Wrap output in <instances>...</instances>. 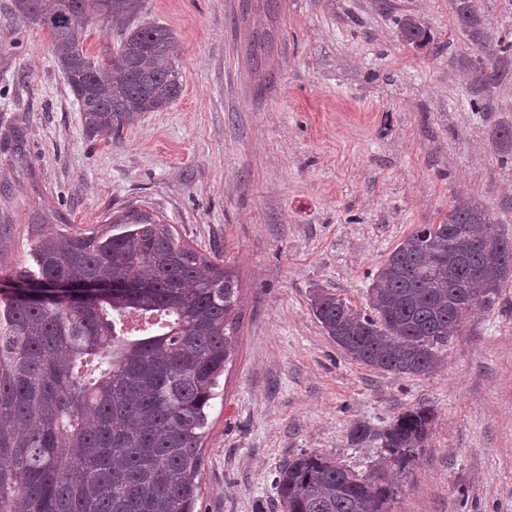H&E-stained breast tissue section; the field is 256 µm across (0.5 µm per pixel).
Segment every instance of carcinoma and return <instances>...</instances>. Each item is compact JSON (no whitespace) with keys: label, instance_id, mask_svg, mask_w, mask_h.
Returning <instances> with one entry per match:
<instances>
[{"label":"carcinoma","instance_id":"cac0c4a2","mask_svg":"<svg viewBox=\"0 0 512 512\" xmlns=\"http://www.w3.org/2000/svg\"><path fill=\"white\" fill-rule=\"evenodd\" d=\"M277 0H240L245 18ZM143 0H12L11 15L47 30L51 50L90 139H118L144 112L181 95L175 37L139 19ZM455 19L479 55L464 60L474 92L509 75L512 44L490 41L475 0H454ZM113 47L91 54L89 24ZM402 41L429 42L407 16ZM273 34L255 32L254 60ZM512 154V124L492 129ZM97 228L40 233L32 263L10 271L18 284L0 299V512H196L202 446L219 378L239 342L240 287L222 256L200 251L149 211L129 207ZM494 215L462 196L448 217L411 232L368 288L371 314L317 291L311 311L353 361L395 375H422L460 327L474 297L495 303L512 278V240ZM105 285L95 296L54 290L59 281ZM39 283L45 295L20 286ZM432 413L416 407L382 431L357 424L353 443L378 441L401 470L425 442ZM283 512H385V473L360 476L336 459L301 452L275 480Z\"/></svg>","mask_w":512,"mask_h":512}]
</instances>
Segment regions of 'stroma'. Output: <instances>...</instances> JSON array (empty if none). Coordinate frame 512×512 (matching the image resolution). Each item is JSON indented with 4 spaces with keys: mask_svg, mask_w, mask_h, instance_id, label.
<instances>
[{
    "mask_svg": "<svg viewBox=\"0 0 512 512\" xmlns=\"http://www.w3.org/2000/svg\"><path fill=\"white\" fill-rule=\"evenodd\" d=\"M0 0V279L30 260L34 225L104 228L133 204L241 285L240 343L210 413L199 512H282L279 466L322 452L360 475L383 466L381 431L405 410L433 419L387 512H512V281L468 314L434 372L400 377L348 358L320 327L323 289L368 312L397 244L465 194L512 238V78L474 97L459 61L476 50L453 0H280L241 20L238 0H145L169 28L183 91L120 139L87 138L50 38ZM413 16L431 41L399 40ZM275 25L253 65L254 29Z\"/></svg>",
    "mask_w": 512,
    "mask_h": 512,
    "instance_id": "35a3bbf8",
    "label": "stroma"
}]
</instances>
